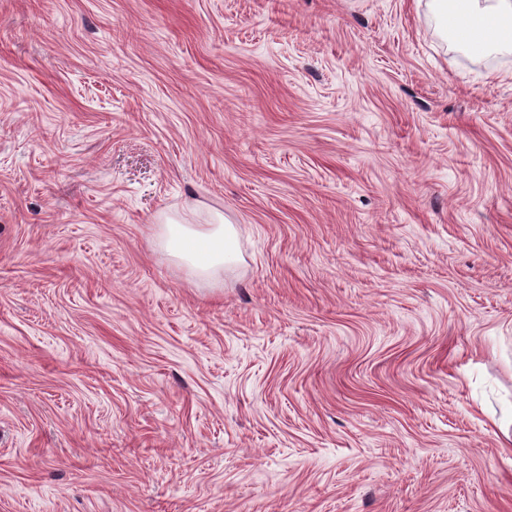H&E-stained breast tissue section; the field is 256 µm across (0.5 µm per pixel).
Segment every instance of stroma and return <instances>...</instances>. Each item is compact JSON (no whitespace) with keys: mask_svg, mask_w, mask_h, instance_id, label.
I'll list each match as a JSON object with an SVG mask.
<instances>
[{"mask_svg":"<svg viewBox=\"0 0 512 512\" xmlns=\"http://www.w3.org/2000/svg\"><path fill=\"white\" fill-rule=\"evenodd\" d=\"M218 214L213 279L160 235ZM0 512H512V53L0 0Z\"/></svg>","mask_w":512,"mask_h":512,"instance_id":"35a3bbf8","label":"stroma"}]
</instances>
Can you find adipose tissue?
<instances>
[{
    "mask_svg": "<svg viewBox=\"0 0 512 512\" xmlns=\"http://www.w3.org/2000/svg\"><path fill=\"white\" fill-rule=\"evenodd\" d=\"M449 40L473 55L512 50V0H430ZM231 225L169 224L166 246L199 274L211 275L233 262Z\"/></svg>",
    "mask_w": 512,
    "mask_h": 512,
    "instance_id": "adipose-tissue-1",
    "label": "adipose tissue"
}]
</instances>
